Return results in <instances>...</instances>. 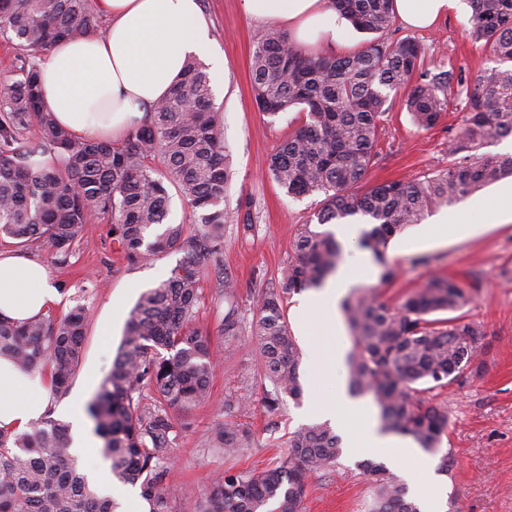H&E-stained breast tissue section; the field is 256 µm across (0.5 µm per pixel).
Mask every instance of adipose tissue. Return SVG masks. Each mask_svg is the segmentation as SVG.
Returning <instances> with one entry per match:
<instances>
[{
    "label": "adipose tissue",
    "instance_id": "1",
    "mask_svg": "<svg viewBox=\"0 0 512 512\" xmlns=\"http://www.w3.org/2000/svg\"><path fill=\"white\" fill-rule=\"evenodd\" d=\"M105 29L62 41L40 65L46 106L74 137L111 140L126 136L139 123L146 106L164 97L179 79L189 57L211 63L223 73L224 60L212 51L208 26L197 0H95ZM395 15L406 26L426 29L458 8L459 0H393ZM256 23H273L301 47H333L347 43L352 25L330 8L328 0H245ZM363 258L343 264L321 291L300 295L294 309L303 336L323 327L328 342L310 351V365L321 376L336 375L342 364L338 310L359 271H370ZM59 299L46 268L28 256L0 252V318L17 323L46 313ZM48 388L36 374L17 369L0 357V428L27 429L44 411ZM361 414L358 436L346 438L352 453L377 454L396 463L415 461L431 473L434 461L400 435L381 431L369 403L336 386L335 402L322 405L323 417L338 422L343 412Z\"/></svg>",
    "mask_w": 512,
    "mask_h": 512
}]
</instances>
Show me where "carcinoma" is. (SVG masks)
Here are the masks:
<instances>
[{"label":"carcinoma","mask_w":512,"mask_h":512,"mask_svg":"<svg viewBox=\"0 0 512 512\" xmlns=\"http://www.w3.org/2000/svg\"><path fill=\"white\" fill-rule=\"evenodd\" d=\"M471 38L489 48L499 66L470 74L420 68L422 50L410 39H375L347 55L312 56L270 26L252 54L257 107L270 117L300 106L304 124L266 161L265 173L288 195L322 194L317 222L366 217L372 227L357 245L396 279L390 240L425 213L459 201L512 174V155L479 150L512 137V0H469ZM355 28L383 33L394 22L393 0H330ZM90 0H0V39L13 53L10 78L0 83V235L38 241L67 255L92 218H110L126 260L148 263L180 253L171 275L138 299L125 322L110 373L86 405L103 440L112 476L139 487L149 512H175L178 490L166 482L178 429L170 411H188L210 397V340L193 325L204 264L224 246V197L230 178L210 78L195 62L119 143L77 140L58 125L42 100L41 55L61 39L96 33ZM407 90L406 107L420 129L433 127L458 95L466 114L451 143L448 166L430 178L363 187L390 93ZM37 129V138L25 133ZM61 158L44 165L47 154ZM159 165H154V162ZM198 213L199 224H169V186ZM330 233L300 225L295 260L279 286L264 289L248 341L264 365L266 408L301 398V351L288 328L291 295L323 286L341 262ZM228 309L220 332L240 339L236 284L224 276ZM470 289L434 276L395 306L373 287L349 295L341 310L351 332L346 355L349 392L369 395L381 428L436 451L448 431V408L425 394L458 380L478 359L481 323L460 311ZM87 312L75 308L16 324L0 319V356L23 371L49 370L50 390L66 392L82 357ZM232 423L215 431L212 446L235 455L251 445ZM69 425L44 412L28 430L0 429V512H117L119 503L91 489L70 452ZM340 438L329 423L300 427L278 462L215 476L198 512H303L307 480L336 465ZM375 495L368 512H420L408 489L385 468L368 469ZM272 505L274 509L266 510Z\"/></svg>","instance_id":"carcinoma-1"}]
</instances>
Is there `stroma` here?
<instances>
[{
    "instance_id": "1",
    "label": "stroma",
    "mask_w": 512,
    "mask_h": 512,
    "mask_svg": "<svg viewBox=\"0 0 512 512\" xmlns=\"http://www.w3.org/2000/svg\"><path fill=\"white\" fill-rule=\"evenodd\" d=\"M216 50L224 57L225 93L214 103L222 117L224 145L231 179L224 208L227 219L224 248L208 261L202 282L203 298L195 324L210 338L214 351L211 398L186 412L176 413L180 436L175 462L166 477L177 486V512H197L211 478L230 470L242 472L280 460L288 434L320 422V408L336 394V383L315 377L301 363L303 396L284 400L277 409L261 403L264 381L256 348L221 334L228 307L223 276L236 283V305L242 335H249L258 315V293L278 284L294 258L298 225L311 224L321 207L319 195L288 196L264 173V162L305 120L293 108L271 118L259 112L251 81L252 52L263 25L251 22L244 0H198ZM469 7L451 11L433 28L415 30L394 22L384 32L387 40L410 38L422 48V68H455L475 72L494 67L495 59L483 43L469 34ZM398 92L376 146L377 158L367 181L430 177L449 161L448 146L465 113L462 101L430 129L417 128ZM512 177L484 186L467 196L471 228L449 225L448 239L434 241L437 218L455 215L460 203L438 207L421 223L392 239L387 259L396 266L395 281L380 285L384 301L393 303L423 285L432 275H444L473 284L469 319L483 324L487 336L479 356L478 372L442 389L448 405V433L441 449L452 452L453 469L442 474L446 497L457 512H512V221H500L481 205L496 199L498 207L512 209ZM21 252L45 264L60 293L54 314L82 307L88 311L84 353L65 394L48 398L52 418L66 420V408L75 400L88 402L96 387L88 373L104 378L112 368L122 340L125 319L140 294L165 279L180 259L171 253L150 263L126 261L112 241L111 224L97 218L86 224L68 255L61 256L33 242L16 244L0 236V252ZM123 314H112L113 306ZM252 399L250 408H238L240 397ZM234 422L248 428L253 443L236 457L212 447L211 435ZM373 496L371 479L358 459L340 456L336 467L312 476L303 499V512H367Z\"/></svg>"
}]
</instances>
